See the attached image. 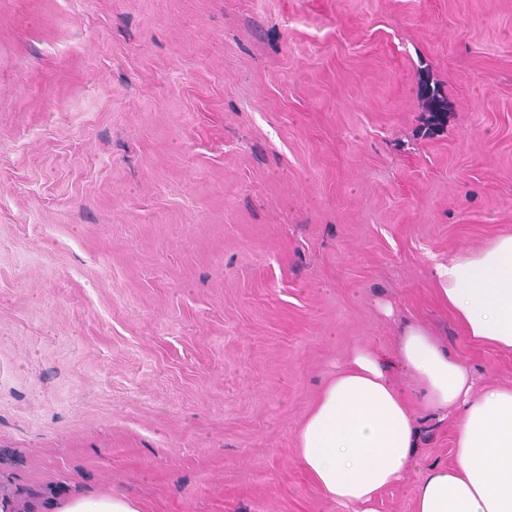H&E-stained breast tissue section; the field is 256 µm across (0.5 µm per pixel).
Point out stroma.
I'll return each instance as SVG.
<instances>
[{
    "label": "stroma",
    "instance_id": "35a3bbf8",
    "mask_svg": "<svg viewBox=\"0 0 512 512\" xmlns=\"http://www.w3.org/2000/svg\"><path fill=\"white\" fill-rule=\"evenodd\" d=\"M512 234V0H0V512H336L297 431ZM413 512L454 429L416 408ZM32 512H140L138 503L119 492L102 495L86 492L62 501L36 503Z\"/></svg>",
    "mask_w": 512,
    "mask_h": 512
}]
</instances>
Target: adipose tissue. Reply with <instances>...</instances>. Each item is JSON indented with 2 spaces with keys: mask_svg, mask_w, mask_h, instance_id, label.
I'll use <instances>...</instances> for the list:
<instances>
[{
  "mask_svg": "<svg viewBox=\"0 0 512 512\" xmlns=\"http://www.w3.org/2000/svg\"><path fill=\"white\" fill-rule=\"evenodd\" d=\"M431 274L443 303L475 342L512 352V235L436 263ZM398 359L409 377L387 376L379 356L353 349L324 385L297 432L300 465L342 512H373L386 488L419 465L412 404L452 416V464L427 469L414 512H512V388L479 385L430 330L404 325ZM33 512H140L125 494L87 492L38 503Z\"/></svg>",
  "mask_w": 512,
  "mask_h": 512,
  "instance_id": "1",
  "label": "adipose tissue"
}]
</instances>
